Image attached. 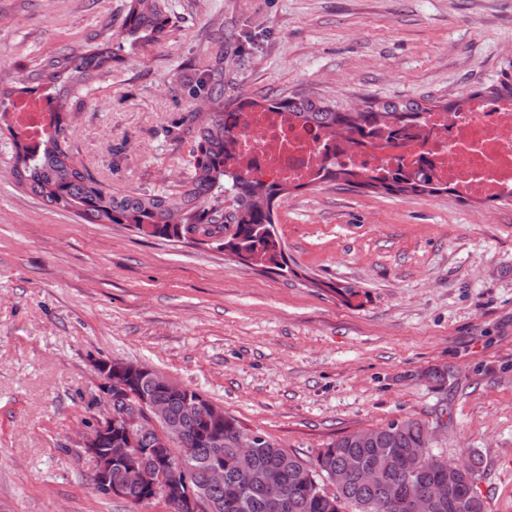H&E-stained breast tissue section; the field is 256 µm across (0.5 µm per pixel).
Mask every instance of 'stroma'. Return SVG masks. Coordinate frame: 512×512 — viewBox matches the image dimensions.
<instances>
[{
  "mask_svg": "<svg viewBox=\"0 0 512 512\" xmlns=\"http://www.w3.org/2000/svg\"><path fill=\"white\" fill-rule=\"evenodd\" d=\"M125 3L0 0L7 107L47 92L41 58L110 37L112 69L72 143L122 194L181 179L178 129L219 53L225 100L295 93L340 112L512 78V0H167L159 45L124 34ZM9 126L0 512H169L161 497L96 495L93 461L72 449L97 412V359L150 366L307 460L343 436L421 422L434 453L475 458L489 512H512V198L289 183L273 207L287 267L262 271L47 205L13 181Z\"/></svg>",
  "mask_w": 512,
  "mask_h": 512,
  "instance_id": "stroma-1",
  "label": "stroma"
}]
</instances>
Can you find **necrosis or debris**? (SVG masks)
<instances>
[{
    "label": "necrosis or debris",
    "mask_w": 512,
    "mask_h": 512,
    "mask_svg": "<svg viewBox=\"0 0 512 512\" xmlns=\"http://www.w3.org/2000/svg\"><path fill=\"white\" fill-rule=\"evenodd\" d=\"M224 145L230 164L270 182H319L328 163L378 175L416 172L428 159L435 180L463 196L512 198V97L472 99L462 112H431L397 138L379 131L355 139L287 112L236 111Z\"/></svg>",
    "instance_id": "4bbe7bcc"
}]
</instances>
